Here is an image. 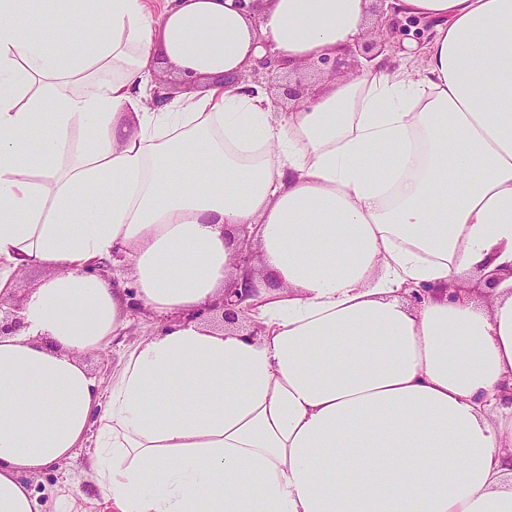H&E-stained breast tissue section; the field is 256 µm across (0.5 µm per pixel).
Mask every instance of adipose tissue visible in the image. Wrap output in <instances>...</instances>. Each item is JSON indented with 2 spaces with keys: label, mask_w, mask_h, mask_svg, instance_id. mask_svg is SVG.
Segmentation results:
<instances>
[{
  "label": "adipose tissue",
  "mask_w": 512,
  "mask_h": 512,
  "mask_svg": "<svg viewBox=\"0 0 512 512\" xmlns=\"http://www.w3.org/2000/svg\"><path fill=\"white\" fill-rule=\"evenodd\" d=\"M386 13L426 45L277 113L225 78L343 56L370 0H0V298L47 272L0 336V512L88 443L108 512H512V0ZM164 66L198 91L154 103ZM241 287L257 335L194 320ZM159 323L151 312L140 306L126 329L117 336L111 345L99 353L87 354L81 358L89 373L105 387L112 379V373L120 365L124 354L143 340L157 334Z\"/></svg>",
  "instance_id": "adipose-tissue-1"
}]
</instances>
